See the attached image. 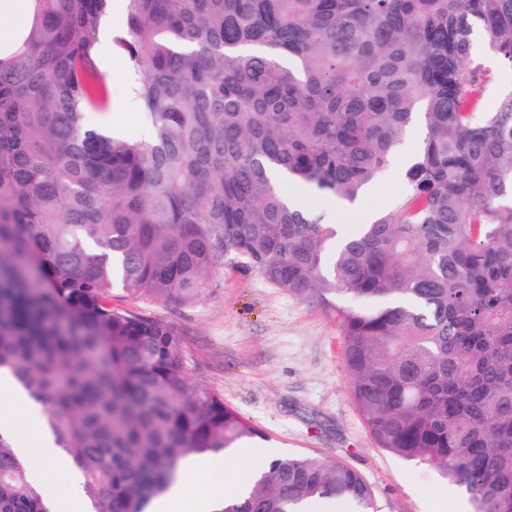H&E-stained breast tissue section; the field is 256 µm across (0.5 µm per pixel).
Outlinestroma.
Wrapping results in <instances>:
<instances>
[{
	"instance_id": "stroma-1",
	"label": "stroma",
	"mask_w": 512,
	"mask_h": 512,
	"mask_svg": "<svg viewBox=\"0 0 512 512\" xmlns=\"http://www.w3.org/2000/svg\"><path fill=\"white\" fill-rule=\"evenodd\" d=\"M110 111L101 125L143 136L142 106L125 108L130 62L110 48ZM418 140L405 134L399 155L356 205L302 195L304 207L353 233L373 215L392 210L404 184L400 167ZM213 291L189 307L116 298V306L178 327L197 368L194 378L261 431L251 454L264 458L314 453L342 460L369 484L374 512H469L466 494L440 473L378 448L351 394L338 324L322 307L274 288L259 276L218 272Z\"/></svg>"
}]
</instances>
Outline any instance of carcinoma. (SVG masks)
Wrapping results in <instances>:
<instances>
[{
	"mask_svg": "<svg viewBox=\"0 0 512 512\" xmlns=\"http://www.w3.org/2000/svg\"><path fill=\"white\" fill-rule=\"evenodd\" d=\"M0 42V370L46 407L91 512H144L185 459L262 433L197 384L182 332L229 266L336 316L378 447L472 512H512V95L482 111L473 40L512 67V0H127L112 37L147 139L106 135L110 0H25ZM423 130L394 209L351 235L288 181L354 204ZM370 512L347 463L272 459L219 512ZM0 512H49L0 436ZM124 1L126 0H114L112 2V9L107 10L105 16L103 17V23L99 32V38L101 40V46L103 49L107 47L112 32L114 33L116 30L120 29L125 23L126 15L120 16L119 20H114V22H112L113 14H123L125 10Z\"/></svg>",
	"mask_w": 512,
	"mask_h": 512,
	"instance_id": "obj_1",
	"label": "carcinoma"
}]
</instances>
